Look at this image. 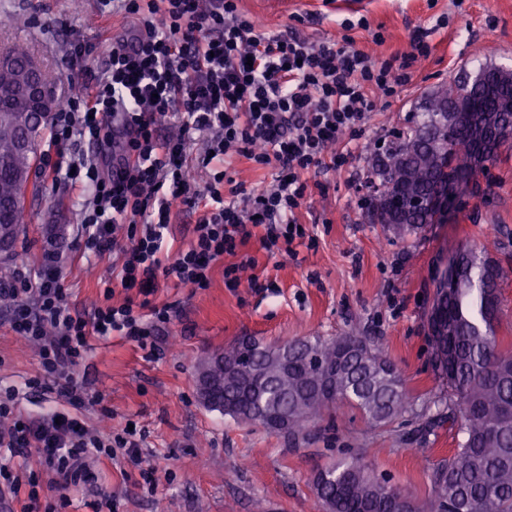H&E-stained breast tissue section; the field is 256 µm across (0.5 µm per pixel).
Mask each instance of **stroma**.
Wrapping results in <instances>:
<instances>
[{
	"mask_svg": "<svg viewBox=\"0 0 512 512\" xmlns=\"http://www.w3.org/2000/svg\"><path fill=\"white\" fill-rule=\"evenodd\" d=\"M240 11L266 31H295L317 41L349 36L354 48L385 59L410 49V35L428 30L430 54L416 65L411 83L398 97L377 98L367 139L354 147L351 163L318 174L299 220L317 234L313 249L296 257H270L259 244L247 251L254 269L270 285L257 294L224 286V265L216 263L209 288L194 290L171 275H159L149 301L169 303L175 312L155 348L113 336L91 339L74 369L84 402L73 405L58 389L36 391L27 381L40 371L36 346L10 330L9 309L0 305V388L13 389L16 410L33 420L58 413L81 418L89 430L136 425L142 465L129 460L88 459L92 482L59 495L55 475L43 474L41 507L58 512H324L312 481L339 457L362 458L377 476L408 493L418 504L432 496L430 475L462 439L450 423L430 425L447 387L432 364L427 316L432 279L441 261L463 246L477 254L512 261V146L504 148L480 177L482 190L447 223L429 224L403 236L371 223L359 204L371 142L406 128L423 97L461 70L493 63L512 68V0H366L362 8L326 10L313 0H239ZM447 26H438L439 17ZM366 19L367 28L344 30V20ZM382 32L383 42L373 40ZM132 19L113 13L102 0H0V47L28 45L48 68L61 73L59 96L90 85L113 40L131 39ZM90 44L84 63L69 59L72 40ZM40 189L24 199L26 219L9 267L39 274L47 259L55 265L70 303L85 317L126 293L118 286V257L85 253L78 222L88 189L39 172ZM60 224L64 233L46 241L41 225ZM347 333L367 337L371 347L393 361L402 376L408 405L392 423L375 427L342 406L335 417L312 421L290 438L241 423L203 406L196 393V362L205 352L240 336L268 343L329 339ZM154 468L144 480L142 468Z\"/></svg>",
	"mask_w": 512,
	"mask_h": 512,
	"instance_id": "obj_1",
	"label": "stroma"
}]
</instances>
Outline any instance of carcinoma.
<instances>
[{"instance_id": "obj_1", "label": "carcinoma", "mask_w": 512, "mask_h": 512, "mask_svg": "<svg viewBox=\"0 0 512 512\" xmlns=\"http://www.w3.org/2000/svg\"><path fill=\"white\" fill-rule=\"evenodd\" d=\"M0 55L10 61L0 66V215L7 217L0 233L12 250L25 222L22 199L39 188L35 153L19 150L17 142L28 133L40 137L48 120L22 100L13 97L7 104L1 96L28 78L54 89L58 77L23 44L1 48ZM510 100L512 70L493 64L429 94L419 106L421 120L370 153L372 191L364 202L371 219L404 235L442 223L448 185L478 180L485 164L512 143V112L502 111ZM449 263L455 287L448 292L434 277L432 310L447 309L452 342L431 337L434 366L448 385V413L432 422L448 420L463 440L432 470L428 510L512 512V351L499 348L495 330L507 271L467 246ZM221 353L231 370L213 372L204 404L273 433H299L338 405L375 424L405 410L400 373L364 336L280 344L245 336ZM323 472L328 479L316 474L314 487L325 512H419L411 497L359 457L338 459Z\"/></svg>"}]
</instances>
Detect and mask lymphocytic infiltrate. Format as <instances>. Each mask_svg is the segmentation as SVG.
<instances>
[{
  "instance_id": "obj_1",
  "label": "lymphocytic infiltrate",
  "mask_w": 512,
  "mask_h": 512,
  "mask_svg": "<svg viewBox=\"0 0 512 512\" xmlns=\"http://www.w3.org/2000/svg\"><path fill=\"white\" fill-rule=\"evenodd\" d=\"M116 7L137 20V50L113 44L89 93L72 92L60 103L51 137L58 146L108 142L116 149L115 169L87 153L70 163L84 173L90 192L79 212L81 236L85 250L117 254L121 288L143 296L155 292L162 272L190 288H208L219 262L225 287L239 288L246 283L242 270L256 263L245 252L253 241L270 256L295 254L309 238L298 214L312 176L349 164L340 143L365 137L376 97L397 95L430 53L420 29L410 37V52L380 61L347 37L314 43L293 32L272 35L240 13L238 0H116ZM169 115L178 132L159 135V122ZM203 132L207 148L190 159V144ZM236 155L274 170V178L250 191L223 170L210 172L203 188L190 182L189 163L209 169ZM181 211L197 220L187 246L170 254L163 243ZM246 284L264 288L256 276ZM0 300L12 305L11 331L39 347L41 372L32 385L56 380L73 401L81 387L72 368L90 337L118 334L143 345L173 311L128 296L83 317L50 266L34 277L17 271L0 284ZM13 396L0 392V419L9 422L0 429V488L16 495L29 484L19 512H34L39 498L35 472L10 465L29 451L66 486L92 480L88 455L137 461L135 431L95 434L65 414L32 420L15 412Z\"/></svg>"
}]
</instances>
